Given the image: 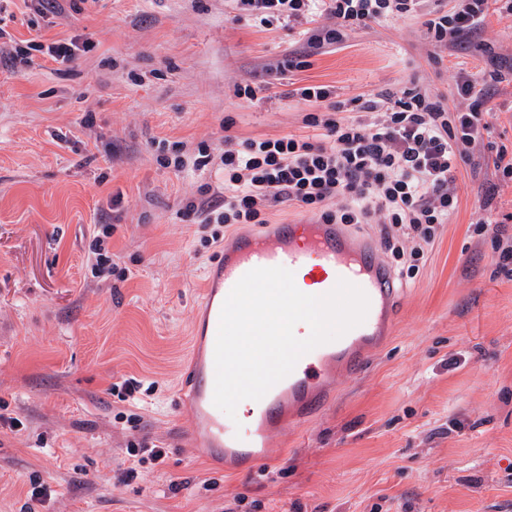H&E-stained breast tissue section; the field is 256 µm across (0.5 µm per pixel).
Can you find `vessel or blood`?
I'll return each mask as SVG.
<instances>
[{
  "mask_svg": "<svg viewBox=\"0 0 512 512\" xmlns=\"http://www.w3.org/2000/svg\"><path fill=\"white\" fill-rule=\"evenodd\" d=\"M276 266L308 271L307 284L314 295L327 294L339 280H347L367 294L369 310L361 325L302 356L290 375L262 399L251 402L249 415L268 425H279L289 407L302 422L319 413L327 401V382L334 366L362 369L368 348L381 346L389 337L402 293L394 271L370 245L347 235L339 225L323 224L313 217L238 236L211 261L183 385L194 413L189 439L202 451L219 449L251 464L265 457L270 434L239 436L235 422L215 406L216 337L223 303L237 281L252 269Z\"/></svg>",
  "mask_w": 512,
  "mask_h": 512,
  "instance_id": "vessel-or-blood-1",
  "label": "vessel or blood"
}]
</instances>
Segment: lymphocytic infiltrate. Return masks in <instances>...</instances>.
<instances>
[{
	"label": "lymphocytic infiltrate",
	"instance_id": "lymphocytic-infiltrate-1",
	"mask_svg": "<svg viewBox=\"0 0 512 512\" xmlns=\"http://www.w3.org/2000/svg\"><path fill=\"white\" fill-rule=\"evenodd\" d=\"M260 27L323 15L309 44L333 45L344 31L370 28L390 18L418 15L422 0H237ZM489 0H455L434 10L425 34L433 47L451 45L483 25ZM501 69L488 77L460 71L456 88L468 109L447 104L417 83L396 93L341 99L330 85H308L294 94L307 102L308 126L324 130L325 141L289 134L278 138L225 141L221 204L201 202L208 224H262L268 210L288 203L325 224L393 225L384 244L394 261L416 274L441 224L457 210L452 173L482 143L490 129L479 103L489 83L505 81Z\"/></svg>",
	"mask_w": 512,
	"mask_h": 512
}]
</instances>
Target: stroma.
Here are the masks:
<instances>
[{
    "mask_svg": "<svg viewBox=\"0 0 512 512\" xmlns=\"http://www.w3.org/2000/svg\"><path fill=\"white\" fill-rule=\"evenodd\" d=\"M0 28V47L26 51L0 65V414L23 424L0 427V512H512V276L493 243L512 238V182L493 167L494 148L512 150L510 82L482 106L489 144L453 173L458 210L400 278L390 339L336 375L323 412L274 433L256 470H231L190 445L179 387L205 269L251 230L187 211L223 180L221 140L309 134L292 95L309 84L345 99L415 79L458 108L459 69L512 59V16L489 12L441 50L418 17L316 48L302 24L255 26L234 0H86L54 17L0 0ZM73 38L75 61L53 62L47 46ZM287 54L309 67L278 71ZM176 142L209 146L210 164L166 163ZM130 379L143 390L125 401ZM141 440L165 461L122 482Z\"/></svg>",
    "mask_w": 512,
    "mask_h": 512,
    "instance_id": "obj_1",
    "label": "stroma"
}]
</instances>
